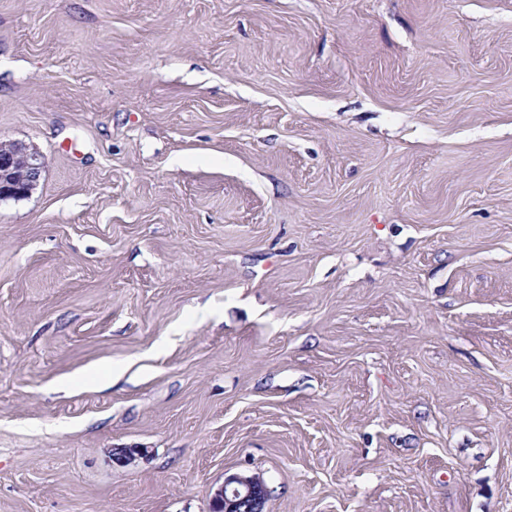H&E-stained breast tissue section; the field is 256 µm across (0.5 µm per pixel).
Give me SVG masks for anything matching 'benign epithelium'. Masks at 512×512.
I'll list each match as a JSON object with an SVG mask.
<instances>
[{
    "label": "benign epithelium",
    "instance_id": "benign-epithelium-1",
    "mask_svg": "<svg viewBox=\"0 0 512 512\" xmlns=\"http://www.w3.org/2000/svg\"><path fill=\"white\" fill-rule=\"evenodd\" d=\"M43 156L15 142L0 141V201L21 200L38 185ZM268 490L257 475L233 474L212 496V512H264Z\"/></svg>",
    "mask_w": 512,
    "mask_h": 512
}]
</instances>
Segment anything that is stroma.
Returning <instances> with one entry per match:
<instances>
[{"instance_id": "35a3bbf8", "label": "stroma", "mask_w": 512, "mask_h": 512, "mask_svg": "<svg viewBox=\"0 0 512 512\" xmlns=\"http://www.w3.org/2000/svg\"><path fill=\"white\" fill-rule=\"evenodd\" d=\"M1 138L0 512H512V0H0ZM44 168V158L37 152H29L19 143L0 141V201L28 197ZM268 490L257 475L233 474L225 478L211 499V512H264Z\"/></svg>"}]
</instances>
